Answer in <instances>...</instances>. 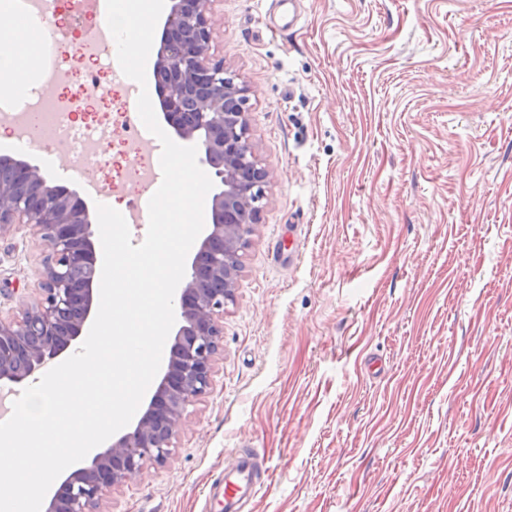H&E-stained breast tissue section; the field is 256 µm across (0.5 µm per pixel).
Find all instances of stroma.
<instances>
[{
  "label": "stroma",
  "instance_id": "stroma-1",
  "mask_svg": "<svg viewBox=\"0 0 512 512\" xmlns=\"http://www.w3.org/2000/svg\"><path fill=\"white\" fill-rule=\"evenodd\" d=\"M213 0L270 170L207 391L163 465L95 512H512V0ZM25 159L81 190L76 164ZM32 226L0 233V316L36 298ZM382 360L376 377L366 358ZM261 461L252 448H242L232 464L224 468V480L214 481L209 497L218 498L224 512H244L261 485Z\"/></svg>",
  "mask_w": 512,
  "mask_h": 512
}]
</instances>
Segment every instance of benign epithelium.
<instances>
[{
  "mask_svg": "<svg viewBox=\"0 0 512 512\" xmlns=\"http://www.w3.org/2000/svg\"><path fill=\"white\" fill-rule=\"evenodd\" d=\"M212 0H170L155 61L164 85L162 110L176 134L197 142L222 189L177 292L178 330L170 358L141 416L112 436L90 465L70 473L46 497V512H93L103 492L138 475L148 462L163 464L186 408L211 384L214 357L223 345L218 316L233 300L240 252L259 220L270 171L255 155L244 105L246 89L209 56ZM0 169V232L33 225L44 247L40 294L9 320L0 318V386L12 389L36 377L69 350L98 307L101 269L86 200L52 185L41 169L11 159Z\"/></svg>",
  "mask_w": 512,
  "mask_h": 512,
  "instance_id": "obj_1",
  "label": "benign epithelium"
}]
</instances>
